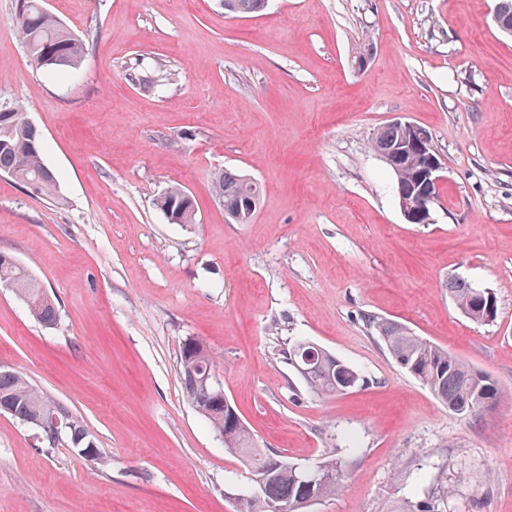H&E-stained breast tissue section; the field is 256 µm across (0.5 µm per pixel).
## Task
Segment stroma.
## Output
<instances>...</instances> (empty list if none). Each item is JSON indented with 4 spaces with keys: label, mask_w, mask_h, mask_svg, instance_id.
Here are the masks:
<instances>
[{
    "label": "stroma",
    "mask_w": 512,
    "mask_h": 512,
    "mask_svg": "<svg viewBox=\"0 0 512 512\" xmlns=\"http://www.w3.org/2000/svg\"><path fill=\"white\" fill-rule=\"evenodd\" d=\"M85 44L77 68L30 61L0 0V107L42 133L61 201L0 175V252L54 299L55 325L0 287V366L83 420L100 459L0 415V512H236L250 468L187 402L184 339L218 362L257 445L341 464L306 512H407L442 472L447 512H512V37L494 0H45ZM403 117L444 165L430 221L401 212L368 142ZM262 189L232 224L214 173ZM195 224L157 208L171 185ZM491 292L493 321L446 289ZM409 326L491 375L475 416L445 407L366 320ZM315 343L362 388L311 392L282 357ZM448 293L461 312L469 319L489 322L495 318L496 305L492 310L488 307L485 290L474 288L468 281L456 278L448 282Z\"/></svg>",
    "instance_id": "stroma-1"
}]
</instances>
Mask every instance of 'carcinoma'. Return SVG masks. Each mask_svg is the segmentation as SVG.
<instances>
[{"label": "carcinoma", "instance_id": "carcinoma-1", "mask_svg": "<svg viewBox=\"0 0 512 512\" xmlns=\"http://www.w3.org/2000/svg\"><path fill=\"white\" fill-rule=\"evenodd\" d=\"M232 4L235 14L256 15L264 11V0H232ZM16 27L36 67L74 68L81 62L83 41L56 20L41 0H17ZM402 139L401 130L388 124L370 141V149L388 161V168L395 177L399 204L411 199L419 175L416 153L393 156ZM0 173L13 177L33 193L58 198L57 175L42 158L40 130L30 127L25 110L18 105L0 108ZM212 188L216 198L224 199V214L229 222L248 224L252 221L261 198L257 182L225 169L214 175ZM156 206L173 224L196 223L195 198L180 185L169 187L156 199ZM5 281L27 302L31 315L39 323L45 326L56 323L55 302L26 268L0 262V283ZM448 293L469 319L489 322L495 318L496 310L488 307L487 293L469 282L461 278L450 280ZM368 325L378 334L394 361L452 412L470 415L486 403L499 400V386L489 374L459 361L447 349L414 334L404 324L370 317ZM292 359L304 370L301 377L308 387L318 395H342L364 384V376L357 368L321 352L316 345L296 344L286 352V360ZM216 369L217 361L202 342L193 338L184 340L179 351V370L187 400L224 440V449L241 457L254 471L258 489L239 499L237 512H272L274 505H288V512H300L295 505L305 499L322 500L345 489L341 464L335 460L322 464L323 480L314 486L304 483L302 467L283 456L278 457L275 471L268 472L269 454L256 445L244 420L235 418L213 402L209 385L201 382L205 375L215 378ZM0 397L13 405L11 417L24 424L30 423L34 414L56 405L22 375L4 367H0ZM68 422L63 436L71 446H90L94 448L91 459L99 458L97 440L83 422L72 415ZM454 494L453 483L448 481V474L443 473L436 480L433 494L420 501L411 512H442L441 504Z\"/></svg>", "mask_w": 512, "mask_h": 512}]
</instances>
